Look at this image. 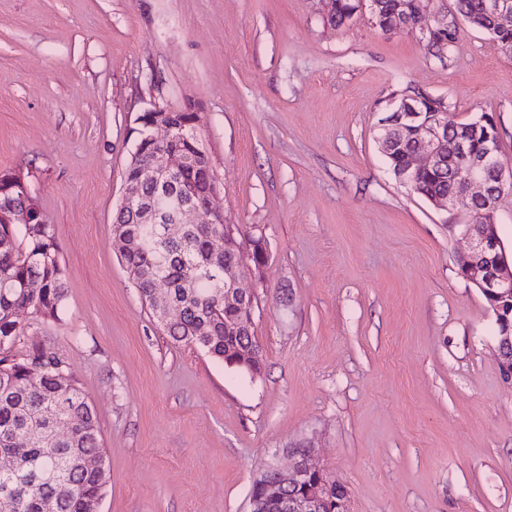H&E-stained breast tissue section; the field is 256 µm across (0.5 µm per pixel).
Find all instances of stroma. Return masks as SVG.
<instances>
[{
  "instance_id": "obj_1",
  "label": "stroma",
  "mask_w": 512,
  "mask_h": 512,
  "mask_svg": "<svg viewBox=\"0 0 512 512\" xmlns=\"http://www.w3.org/2000/svg\"><path fill=\"white\" fill-rule=\"evenodd\" d=\"M489 112L512 171V57L461 24L433 55L325 0H0V169L30 173L68 288L54 341L106 449L101 512H249L254 478L314 446L350 512H512V385L458 274L463 210L392 173L401 95ZM198 102L227 223L263 236L253 377L174 343L113 248L136 116Z\"/></svg>"
}]
</instances>
